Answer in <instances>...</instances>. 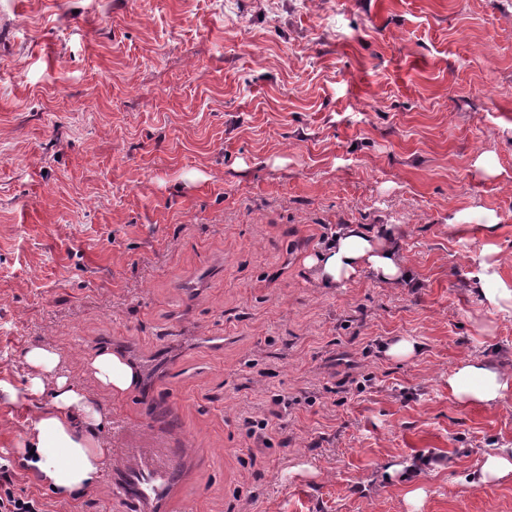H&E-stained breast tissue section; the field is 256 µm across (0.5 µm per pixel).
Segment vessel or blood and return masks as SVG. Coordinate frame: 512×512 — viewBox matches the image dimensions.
<instances>
[{
    "mask_svg": "<svg viewBox=\"0 0 512 512\" xmlns=\"http://www.w3.org/2000/svg\"><path fill=\"white\" fill-rule=\"evenodd\" d=\"M181 456L167 448H141L114 459L112 485L137 512H158L178 471Z\"/></svg>",
    "mask_w": 512,
    "mask_h": 512,
    "instance_id": "vessel-or-blood-1",
    "label": "vessel or blood"
}]
</instances>
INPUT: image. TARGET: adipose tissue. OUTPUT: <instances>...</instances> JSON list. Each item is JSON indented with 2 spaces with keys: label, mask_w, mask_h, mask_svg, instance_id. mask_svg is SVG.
I'll return each mask as SVG.
<instances>
[{
  "label": "adipose tissue",
  "mask_w": 512,
  "mask_h": 512,
  "mask_svg": "<svg viewBox=\"0 0 512 512\" xmlns=\"http://www.w3.org/2000/svg\"><path fill=\"white\" fill-rule=\"evenodd\" d=\"M397 225L367 232L357 224L340 228L334 241L306 264L314 268L318 287L339 288L368 271L375 279L395 283L407 274ZM29 374L24 390L0 381V394L28 403L32 428L18 437L16 450L50 494L80 496L101 479L111 448L105 437L107 414L91 391L73 382L63 369V355L39 345L22 355ZM96 386L121 395L137 382L135 368L111 353L86 363ZM448 392L459 403H495L512 392V373L480 359L462 361L448 377Z\"/></svg>",
  "instance_id": "adipose-tissue-1"
}]
</instances>
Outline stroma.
Instances as JSON below:
<instances>
[{
    "instance_id": "35a3bbf8",
    "label": "stroma",
    "mask_w": 512,
    "mask_h": 512,
    "mask_svg": "<svg viewBox=\"0 0 512 512\" xmlns=\"http://www.w3.org/2000/svg\"><path fill=\"white\" fill-rule=\"evenodd\" d=\"M345 224L400 225L408 277L318 288ZM483 224L512 284V0H0V380L124 347L137 384L95 396L113 452L187 449L166 512H512L469 480L512 393L448 392L512 371ZM479 292L482 302L498 312H512V288L493 272L479 275ZM448 392L461 404L496 403L512 392V373L466 359L448 376Z\"/></svg>"
}]
</instances>
